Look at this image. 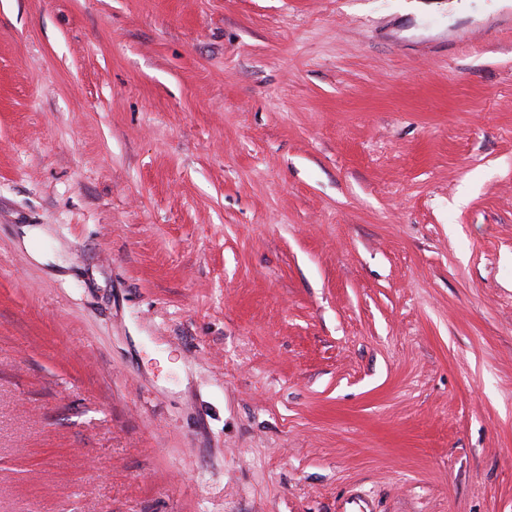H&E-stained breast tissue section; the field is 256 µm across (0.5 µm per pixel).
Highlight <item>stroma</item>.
<instances>
[{
  "label": "stroma",
  "mask_w": 512,
  "mask_h": 512,
  "mask_svg": "<svg viewBox=\"0 0 512 512\" xmlns=\"http://www.w3.org/2000/svg\"><path fill=\"white\" fill-rule=\"evenodd\" d=\"M0 512H512V0H0Z\"/></svg>",
  "instance_id": "stroma-1"
}]
</instances>
